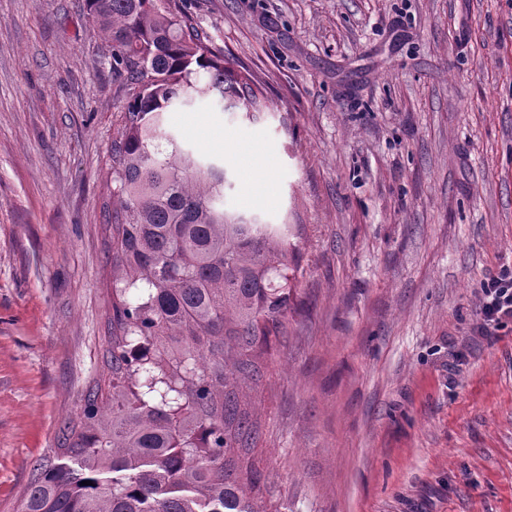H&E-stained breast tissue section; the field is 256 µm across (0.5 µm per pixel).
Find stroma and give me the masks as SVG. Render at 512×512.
Returning a JSON list of instances; mask_svg holds the SVG:
<instances>
[{
  "label": "stroma",
  "mask_w": 512,
  "mask_h": 512,
  "mask_svg": "<svg viewBox=\"0 0 512 512\" xmlns=\"http://www.w3.org/2000/svg\"><path fill=\"white\" fill-rule=\"evenodd\" d=\"M259 104L164 116L230 211L297 224L302 305L247 395L280 512H512V0H158ZM85 0H0V512L106 363L129 90ZM481 305L478 312L477 332L489 336L507 320L512 321V268L502 267L487 273L481 281Z\"/></svg>",
  "instance_id": "1"
}]
</instances>
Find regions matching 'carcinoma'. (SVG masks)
<instances>
[{"label":"carcinoma","mask_w":512,"mask_h":512,"mask_svg":"<svg viewBox=\"0 0 512 512\" xmlns=\"http://www.w3.org/2000/svg\"><path fill=\"white\" fill-rule=\"evenodd\" d=\"M86 11L132 90L106 224L112 402L89 392L65 462L34 466L20 512H279L262 506L265 477L248 458L259 426L244 390L288 335L298 263L280 229L224 208V167L164 125L195 96L247 110L256 93L155 0Z\"/></svg>","instance_id":"cac0c4a2"}]
</instances>
